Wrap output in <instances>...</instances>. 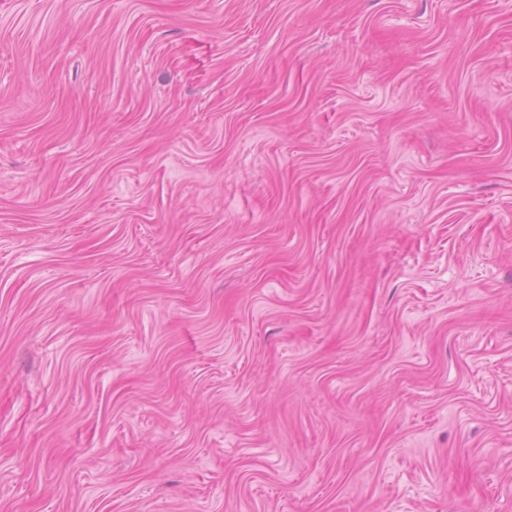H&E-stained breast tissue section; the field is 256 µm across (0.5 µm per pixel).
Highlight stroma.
Masks as SVG:
<instances>
[{"instance_id": "1", "label": "stroma", "mask_w": 512, "mask_h": 512, "mask_svg": "<svg viewBox=\"0 0 512 512\" xmlns=\"http://www.w3.org/2000/svg\"><path fill=\"white\" fill-rule=\"evenodd\" d=\"M0 512H512V0H0Z\"/></svg>"}]
</instances>
